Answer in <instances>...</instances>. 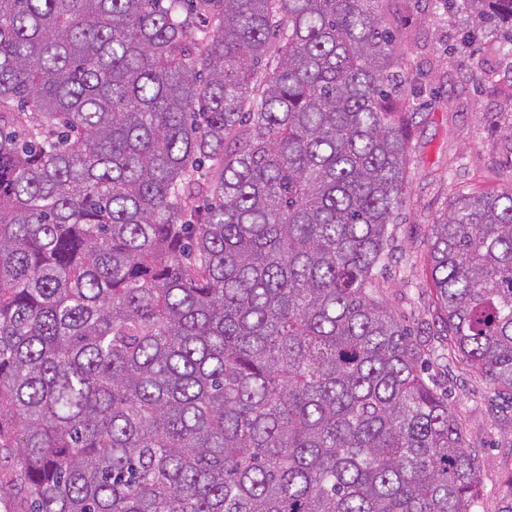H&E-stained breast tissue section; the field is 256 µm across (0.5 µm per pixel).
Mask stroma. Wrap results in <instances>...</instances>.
I'll return each mask as SVG.
<instances>
[{
  "mask_svg": "<svg viewBox=\"0 0 512 512\" xmlns=\"http://www.w3.org/2000/svg\"><path fill=\"white\" fill-rule=\"evenodd\" d=\"M396 37L403 90L412 105L409 195L393 227L394 256L383 298L429 355L428 374L448 394L468 449L483 463L475 512H499L512 490V401L460 361L445 360L448 328L432 290L425 254L433 221L452 193L512 183V104L503 93L496 37L476 19L449 13L435 0H381Z\"/></svg>",
  "mask_w": 512,
  "mask_h": 512,
  "instance_id": "stroma-1",
  "label": "stroma"
}]
</instances>
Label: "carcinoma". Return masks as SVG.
Segmentation results:
<instances>
[{
    "label": "carcinoma",
    "instance_id": "cac0c4a2",
    "mask_svg": "<svg viewBox=\"0 0 512 512\" xmlns=\"http://www.w3.org/2000/svg\"><path fill=\"white\" fill-rule=\"evenodd\" d=\"M380 0H0V451L25 512H473L379 278L409 134ZM468 10L512 57V0ZM448 356L512 392V187L458 192Z\"/></svg>",
    "mask_w": 512,
    "mask_h": 512
}]
</instances>
